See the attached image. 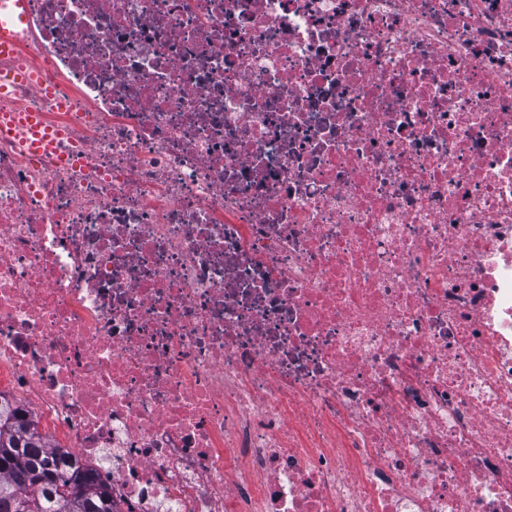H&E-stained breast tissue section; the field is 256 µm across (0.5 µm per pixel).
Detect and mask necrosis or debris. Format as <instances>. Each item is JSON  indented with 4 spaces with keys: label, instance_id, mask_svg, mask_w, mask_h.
<instances>
[{
    "label": "necrosis or debris",
    "instance_id": "4bbe7bcc",
    "mask_svg": "<svg viewBox=\"0 0 512 512\" xmlns=\"http://www.w3.org/2000/svg\"><path fill=\"white\" fill-rule=\"evenodd\" d=\"M0 399L116 512H512V0H30Z\"/></svg>",
    "mask_w": 512,
    "mask_h": 512
}]
</instances>
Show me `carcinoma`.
I'll use <instances>...</instances> for the list:
<instances>
[{
	"instance_id": "cac0c4a2",
	"label": "carcinoma",
	"mask_w": 512,
	"mask_h": 512,
	"mask_svg": "<svg viewBox=\"0 0 512 512\" xmlns=\"http://www.w3.org/2000/svg\"><path fill=\"white\" fill-rule=\"evenodd\" d=\"M0 512H114L112 490L16 411L0 412Z\"/></svg>"
}]
</instances>
